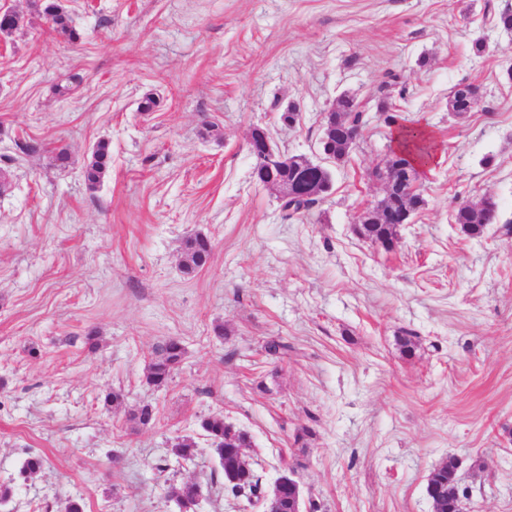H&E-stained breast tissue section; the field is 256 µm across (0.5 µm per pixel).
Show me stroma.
Masks as SVG:
<instances>
[{"mask_svg": "<svg viewBox=\"0 0 512 512\" xmlns=\"http://www.w3.org/2000/svg\"><path fill=\"white\" fill-rule=\"evenodd\" d=\"M30 2L0 0L29 21L0 34V512L71 498L177 512L169 488L185 481L205 488L197 512H253L209 487L210 416L251 435L265 487L296 468L321 512H431L427 478L450 455L465 512H512V31L496 25L512 0H64L77 43ZM460 84L479 89L462 118L448 110ZM344 94L369 122L332 193L283 219L249 133L316 158ZM148 95L157 106L140 111ZM291 104L302 118L287 126ZM383 104L438 146L389 251L352 232L383 196ZM28 137L41 152L18 151ZM101 139L112 164L91 190L82 168ZM60 145L65 169L50 160ZM485 195L498 219L468 236L453 211ZM198 233L213 255L190 278L181 246ZM272 336L284 360L264 354ZM171 337L185 357L157 390L145 368ZM115 390L121 405L105 406ZM146 402L148 427L132 418ZM185 435L195 457L170 458ZM31 455L44 466L28 476Z\"/></svg>", "mask_w": 512, "mask_h": 512, "instance_id": "obj_1", "label": "stroma"}]
</instances>
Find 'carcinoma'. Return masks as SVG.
I'll use <instances>...</instances> for the list:
<instances>
[{
    "label": "carcinoma",
    "mask_w": 512,
    "mask_h": 512,
    "mask_svg": "<svg viewBox=\"0 0 512 512\" xmlns=\"http://www.w3.org/2000/svg\"><path fill=\"white\" fill-rule=\"evenodd\" d=\"M39 14L45 20L47 28L57 36L75 43L80 41L81 35L71 25L70 17L61 0H42L39 5ZM25 26V18L12 11L0 15V33L10 35ZM477 89L470 84L458 85L448 100V110L457 117H462L472 110L473 100ZM380 117L389 127L397 128L404 134L409 147L402 150L403 161L416 162L421 166L428 164L434 157L436 146L430 136L424 131L407 127L401 123L400 113L392 107L385 106L380 111ZM368 123L367 113L361 109L358 101L349 95H342L336 100L333 111L325 116V124L329 130L327 138L330 140V151L336 162H342L353 150L355 141L352 131L364 127ZM112 159L110 143L100 140L92 148L90 159L85 164L84 177L89 189H96L109 171ZM309 181L316 182L320 193L315 197L301 195L297 199L282 204L285 217L293 218L303 216L312 207L331 191L332 179L325 172L311 171ZM424 199L419 194H412L407 189L393 185L389 192L377 203L373 211L366 217V222L360 225L361 233L372 242L385 248L396 240L398 225L390 224L379 217V213L406 211L412 213L422 206ZM497 203L490 196H485L478 203L461 201L454 210V223L461 230L472 236H478L488 224L495 223L497 219ZM212 252L210 239L203 234H196L185 240L182 248L181 271L185 275H192L203 268L208 262ZM263 349L267 356L281 359L287 354L288 345L278 338H269L264 341ZM185 355V347L177 337L164 341L155 352V357L146 367V381L161 389L168 385L175 372L179 369ZM201 429L208 436L222 435V440L229 444H219L214 448L219 459L220 475L226 476L230 472L246 474L240 483L224 485V492L235 499H259L263 494L264 486L261 478L255 474L246 457L239 453V449L251 446L243 431L231 425L224 424L221 417H208L200 422ZM196 442L190 436H178L171 443V452L174 456L187 460L194 456ZM456 458L446 457L436 469L435 475L441 485V492L432 503L433 512H458L455 498L448 495V485L454 482ZM200 486L192 481H185L170 487L169 496L176 502L180 512H194L196 495Z\"/></svg>",
    "instance_id": "1"
}]
</instances>
